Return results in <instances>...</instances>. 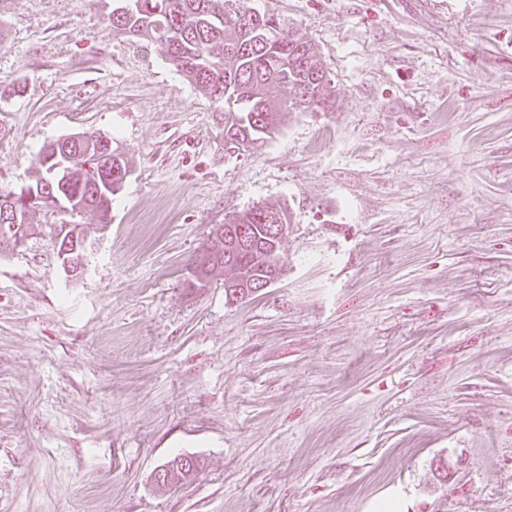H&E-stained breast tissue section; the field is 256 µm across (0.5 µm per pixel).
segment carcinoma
<instances>
[{
  "instance_id": "obj_1",
  "label": "carcinoma",
  "mask_w": 512,
  "mask_h": 512,
  "mask_svg": "<svg viewBox=\"0 0 512 512\" xmlns=\"http://www.w3.org/2000/svg\"><path fill=\"white\" fill-rule=\"evenodd\" d=\"M132 4L112 18V31L130 39L158 42L166 48L169 60L202 94L224 105V136L232 138L249 133L251 142L262 144L278 131L281 113L328 111L334 106L329 93L331 76L314 47L293 35L277 30L271 19L263 16L252 23L258 45L247 53L238 50L242 37L238 14L249 9L242 0H128ZM80 135L63 139L71 144L74 172L69 177L49 173L42 167L31 183L38 204L53 207L64 200L72 211L87 208L107 214L112 197L131 172L128 159L112 152V169L91 180L85 173L84 144H76ZM116 175H111V170ZM277 209L273 204L257 203L232 215L215 229L209 250L224 255L226 228L239 224H259L262 215ZM269 258L261 250L244 255L240 262L224 268L215 263L205 271V280L224 275V282L250 284L260 275ZM162 490L170 484L191 480L199 466L192 457H174L167 461Z\"/></svg>"
}]
</instances>
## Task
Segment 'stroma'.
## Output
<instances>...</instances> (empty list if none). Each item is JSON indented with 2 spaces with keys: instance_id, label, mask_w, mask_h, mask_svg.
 Listing matches in <instances>:
<instances>
[{
  "instance_id": "stroma-1",
  "label": "stroma",
  "mask_w": 512,
  "mask_h": 512,
  "mask_svg": "<svg viewBox=\"0 0 512 512\" xmlns=\"http://www.w3.org/2000/svg\"><path fill=\"white\" fill-rule=\"evenodd\" d=\"M310 41L333 110L263 145L125 0H0V190L95 132L107 217L0 253V512H512V0H244ZM287 208L284 274L189 289L226 215ZM96 242L81 278L59 225ZM191 482L153 488L175 455Z\"/></svg>"
}]
</instances>
